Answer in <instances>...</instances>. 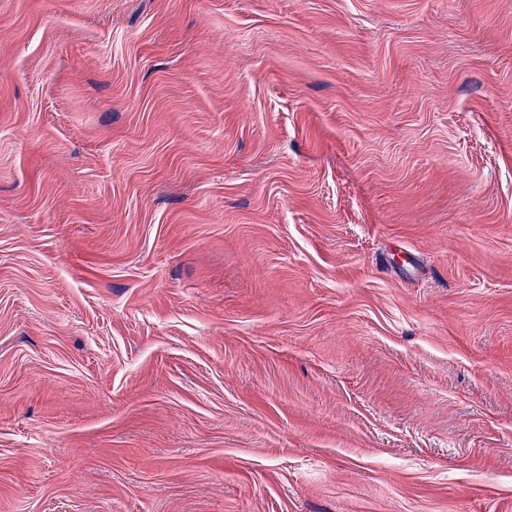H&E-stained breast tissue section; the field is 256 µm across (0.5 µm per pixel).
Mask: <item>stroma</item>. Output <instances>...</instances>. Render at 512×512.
I'll return each instance as SVG.
<instances>
[{"label":"stroma","instance_id":"35a3bbf8","mask_svg":"<svg viewBox=\"0 0 512 512\" xmlns=\"http://www.w3.org/2000/svg\"><path fill=\"white\" fill-rule=\"evenodd\" d=\"M0 512H512V0H0Z\"/></svg>","mask_w":512,"mask_h":512}]
</instances>
